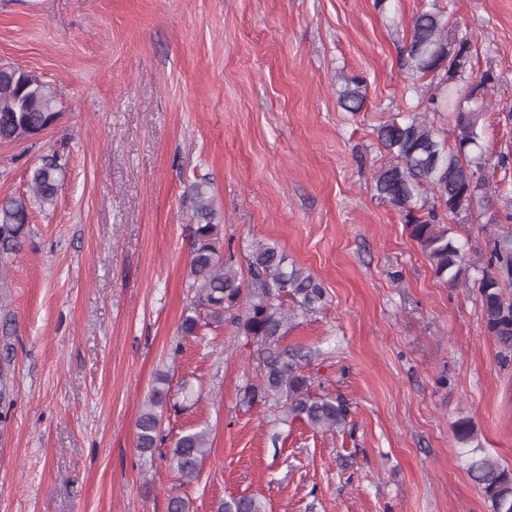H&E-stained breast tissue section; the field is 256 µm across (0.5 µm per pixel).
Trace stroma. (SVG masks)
Instances as JSON below:
<instances>
[{
	"instance_id": "stroma-1",
	"label": "stroma",
	"mask_w": 512,
	"mask_h": 512,
	"mask_svg": "<svg viewBox=\"0 0 512 512\" xmlns=\"http://www.w3.org/2000/svg\"><path fill=\"white\" fill-rule=\"evenodd\" d=\"M425 0H0V65L47 82L60 117L0 143V199L64 164L50 208L32 205L22 249L0 257V512H191L263 499L268 512H488L455 438L471 420L512 469V359L477 291L434 275L402 216L371 191L389 162L375 130L415 112L429 79L403 56ZM472 42L467 81L490 72L480 122L493 212L512 201V0H436ZM362 77L360 112L338 102ZM207 180L239 270L257 241L310 271L325 304L297 316L313 395L343 398L345 429L241 403L255 344L229 324L180 338L194 304L190 187ZM478 252L502 225L449 219ZM176 408L168 442L205 427L211 450L186 482L136 448L159 375Z\"/></svg>"
}]
</instances>
